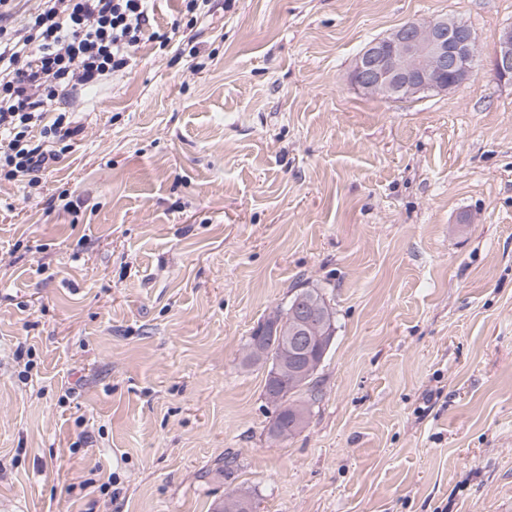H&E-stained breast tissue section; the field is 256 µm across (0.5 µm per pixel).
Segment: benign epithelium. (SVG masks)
Listing matches in <instances>:
<instances>
[{"label":"benign epithelium","instance_id":"benign-epithelium-1","mask_svg":"<svg viewBox=\"0 0 512 512\" xmlns=\"http://www.w3.org/2000/svg\"><path fill=\"white\" fill-rule=\"evenodd\" d=\"M472 30L446 17L405 23L387 36L369 42L355 59L351 80L363 92L393 100L412 99L431 91H445L468 79L479 58ZM493 70L501 82L512 84V27L496 45ZM295 325L278 331L284 350L279 371L306 378L322 359L310 352L317 337L311 334L320 316L313 304H294Z\"/></svg>","mask_w":512,"mask_h":512}]
</instances>
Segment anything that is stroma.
I'll list each match as a JSON object with an SVG mask.
<instances>
[{"instance_id":"35a3bbf8","label":"stroma","mask_w":512,"mask_h":512,"mask_svg":"<svg viewBox=\"0 0 512 512\" xmlns=\"http://www.w3.org/2000/svg\"><path fill=\"white\" fill-rule=\"evenodd\" d=\"M154 0L125 75L39 185L0 182V512H498L512 500V0ZM473 75L402 101L350 80L411 20ZM65 196L68 209L48 210ZM334 343L270 437L246 360L292 286ZM234 461L225 469V458ZM493 70L500 82L512 84V27L506 28L496 45Z\"/></svg>"}]
</instances>
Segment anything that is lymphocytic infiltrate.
Returning <instances> with one entry per match:
<instances>
[{
    "mask_svg": "<svg viewBox=\"0 0 512 512\" xmlns=\"http://www.w3.org/2000/svg\"><path fill=\"white\" fill-rule=\"evenodd\" d=\"M150 0H39L23 29L0 23V181L34 186L84 126L61 99L125 73Z\"/></svg>",
    "mask_w": 512,
    "mask_h": 512,
    "instance_id": "1",
    "label": "lymphocytic infiltrate"
}]
</instances>
